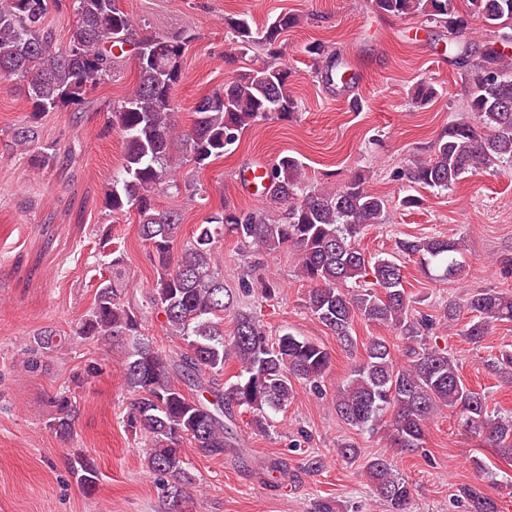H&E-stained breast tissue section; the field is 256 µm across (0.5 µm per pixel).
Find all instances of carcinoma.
I'll list each match as a JSON object with an SVG mask.
<instances>
[{
  "label": "carcinoma",
  "instance_id": "carcinoma-1",
  "mask_svg": "<svg viewBox=\"0 0 512 512\" xmlns=\"http://www.w3.org/2000/svg\"><path fill=\"white\" fill-rule=\"evenodd\" d=\"M60 0H0V74L28 83L31 119L80 102L96 82L112 76L115 60L150 42L153 59L137 63L138 77L130 93L113 107L107 128L124 137L122 170L112 176L104 196L112 213L131 209L138 214L137 234L147 246L156 271L151 288L130 292L125 249L114 225L102 227L99 248L110 257L108 275L99 279L92 306L81 319L78 336L105 340L119 348V366L127 390L134 394L126 425L145 436L146 467L156 476L169 509L185 503V487L197 481L187 466L184 445L202 455L221 458L234 444L229 426L234 410L252 414L251 424L264 431L271 412L285 409L294 397L292 380L313 385L331 364L321 345L290 332L271 340L260 320L238 308L239 291L224 286L219 248L231 235L248 249L275 255L295 251L298 276L308 285L305 307L329 329L347 352L355 351L354 321L391 327L405 340L407 365L397 364L394 345L374 337L365 346L345 383L336 389L332 405L347 425L371 432L387 412L391 442L414 451L423 447L427 423L448 409L498 454L512 460V415L489 409L486 396L467 385L458 364L442 348L427 344L432 322L408 317L404 266L396 257L370 256L358 238L371 224L385 221V199L373 192L368 176L356 172L336 188L311 182L304 163L280 155L268 169L265 198L285 206L272 220L262 212L250 214L224 208L197 225L173 255L181 236L180 216L161 210L160 190H181L180 169L191 163L200 169L224 156L243 131L258 121L284 119L298 109L288 90V67L277 62L281 35L299 20L287 13L262 27L245 17L224 19L232 35L224 53L230 64L250 47H262L269 61L238 74L234 80L203 95L194 106L193 123L183 129L172 90L181 78L185 42L165 35L139 36L118 0H72L75 24L68 43L55 46L46 23ZM372 8L399 17H424L448 30V50L464 72L470 88L467 115L448 124L426 157H418L397 173L410 187L451 190L468 175L512 166V60L500 52L512 40V0H370ZM503 28L498 40L480 46L460 41L473 23ZM303 52L322 64L334 80L335 50L311 42ZM36 127L13 130V146H35ZM398 255L433 265L440 277L455 281L463 267L456 259L462 242L440 236H410L396 242ZM372 277V287L355 284ZM466 306L472 319L462 335L481 343L497 321H512V295L487 288L470 293ZM233 315L232 334L224 335V313ZM162 317L163 328L182 342L175 355L153 345L144 333L146 314ZM235 360V380L224 382V366ZM491 367L512 372V350L494 357ZM103 372L90 361L73 375L81 387ZM55 414L49 428L63 440L75 433L78 407L70 391L53 397ZM77 482L89 494L98 485L94 459L79 455L72 463ZM367 476L389 512H410L409 483L384 456L368 460ZM459 496L468 512H499L498 502L478 485H464Z\"/></svg>",
  "mask_w": 512,
  "mask_h": 512
}]
</instances>
